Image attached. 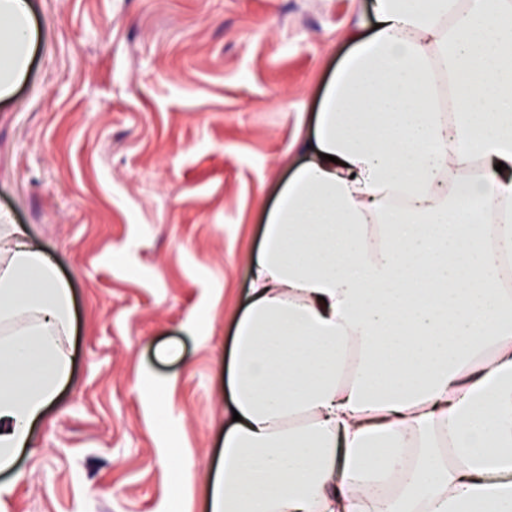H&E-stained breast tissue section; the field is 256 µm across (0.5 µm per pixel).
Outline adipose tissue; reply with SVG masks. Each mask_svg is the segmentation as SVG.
Instances as JSON below:
<instances>
[{"label":"adipose tissue","instance_id":"adipose-tissue-1","mask_svg":"<svg viewBox=\"0 0 512 512\" xmlns=\"http://www.w3.org/2000/svg\"><path fill=\"white\" fill-rule=\"evenodd\" d=\"M373 18L250 260L207 512H512V0ZM36 37L30 0H0V100ZM0 322L1 497L71 376L70 290L9 223Z\"/></svg>","mask_w":512,"mask_h":512}]
</instances>
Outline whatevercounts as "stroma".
<instances>
[{"instance_id": "35a3bbf8", "label": "stroma", "mask_w": 512, "mask_h": 512, "mask_svg": "<svg viewBox=\"0 0 512 512\" xmlns=\"http://www.w3.org/2000/svg\"><path fill=\"white\" fill-rule=\"evenodd\" d=\"M33 2L0 212L71 290L72 376L0 512H169L160 454L219 458L249 258L374 0Z\"/></svg>"}]
</instances>
